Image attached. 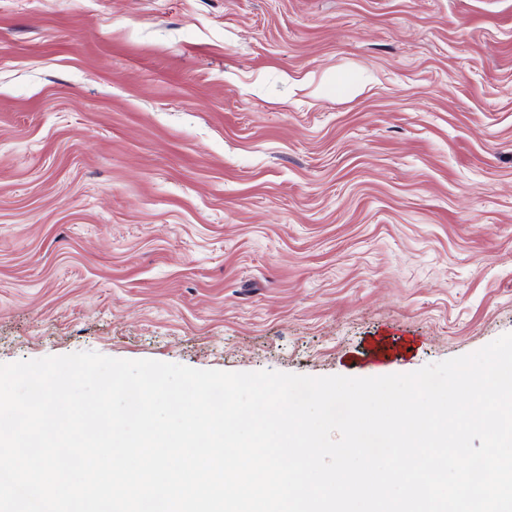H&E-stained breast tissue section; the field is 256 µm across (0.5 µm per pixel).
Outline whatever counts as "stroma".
Listing matches in <instances>:
<instances>
[{
    "label": "stroma",
    "mask_w": 512,
    "mask_h": 512,
    "mask_svg": "<svg viewBox=\"0 0 512 512\" xmlns=\"http://www.w3.org/2000/svg\"><path fill=\"white\" fill-rule=\"evenodd\" d=\"M512 333V0H0V363L378 377Z\"/></svg>",
    "instance_id": "1"
}]
</instances>
